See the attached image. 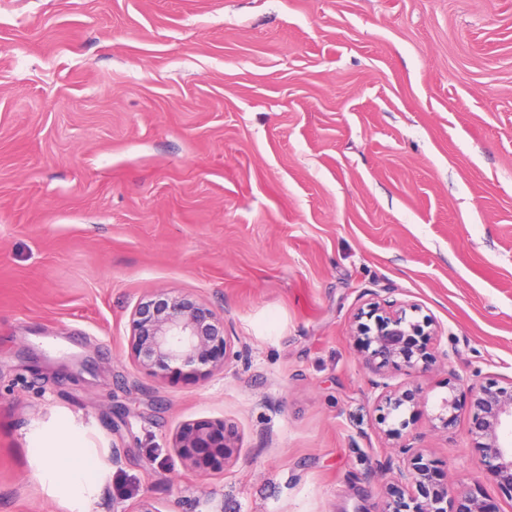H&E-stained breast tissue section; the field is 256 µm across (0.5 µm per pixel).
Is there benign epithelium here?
I'll return each mask as SVG.
<instances>
[{
  "mask_svg": "<svg viewBox=\"0 0 512 512\" xmlns=\"http://www.w3.org/2000/svg\"><path fill=\"white\" fill-rule=\"evenodd\" d=\"M367 318L371 327L356 321L353 337L366 368L375 374L387 367L428 364L439 352L440 334L431 321L413 320L390 303H372ZM130 349L133 362L151 374L174 377L207 375L224 368L230 358L224 319L207 304L190 295L159 294L138 302L132 312ZM455 377L448 381V394L441 399L436 415L448 427L460 411ZM382 398L386 413L382 423L400 415L403 407L414 403L408 391L388 390L383 383ZM471 433L478 439L482 464L500 479L502 493L512 499V388L482 387L470 408ZM233 432L224 423L209 421L188 424L180 431L175 448L178 454L198 470L218 469L231 452ZM402 462L396 470L394 485L404 486L408 495L393 494L387 488L376 512H491L481 501L448 485L434 481L430 460L419 448H399Z\"/></svg>",
  "mask_w": 512,
  "mask_h": 512,
  "instance_id": "benign-epithelium-1",
  "label": "benign epithelium"
}]
</instances>
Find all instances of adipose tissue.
<instances>
[{
  "instance_id": "1",
  "label": "adipose tissue",
  "mask_w": 512,
  "mask_h": 512,
  "mask_svg": "<svg viewBox=\"0 0 512 512\" xmlns=\"http://www.w3.org/2000/svg\"><path fill=\"white\" fill-rule=\"evenodd\" d=\"M63 440V445L49 448L42 437L31 439L37 476L51 486L65 489L74 504L82 505L87 503L94 486L93 473L97 463L92 455L80 448L76 435L65 434Z\"/></svg>"
}]
</instances>
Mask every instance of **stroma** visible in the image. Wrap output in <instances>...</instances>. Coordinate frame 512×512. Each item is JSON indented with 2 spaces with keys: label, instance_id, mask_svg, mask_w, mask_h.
<instances>
[{
  "label": "stroma",
  "instance_id": "stroma-1",
  "mask_svg": "<svg viewBox=\"0 0 512 512\" xmlns=\"http://www.w3.org/2000/svg\"><path fill=\"white\" fill-rule=\"evenodd\" d=\"M154 292L210 305L234 358L141 371ZM374 298L448 347L388 369L397 441L350 332ZM511 383L512 0H0V512H74L33 475L61 431L100 462L92 512H374L402 443L512 512L468 413ZM204 420L223 469L174 449ZM459 381L460 378L457 377H453V381H448V394L441 399L439 413L435 417V419H438L442 423L444 428L448 427V425L458 417L457 414L460 411V405L456 395L457 382ZM377 387H382L385 391L382 395V398L385 401L386 413L381 417L382 423H387L389 418H394L400 415L403 410V407L407 404L414 405V396L412 393L408 391H404L399 393L398 391H389L388 385L383 383H376ZM233 438L232 430H228L224 422H197L183 427L174 448L193 467L207 471L224 466L234 448L231 445Z\"/></svg>",
  "mask_w": 512,
  "mask_h": 512
}]
</instances>
